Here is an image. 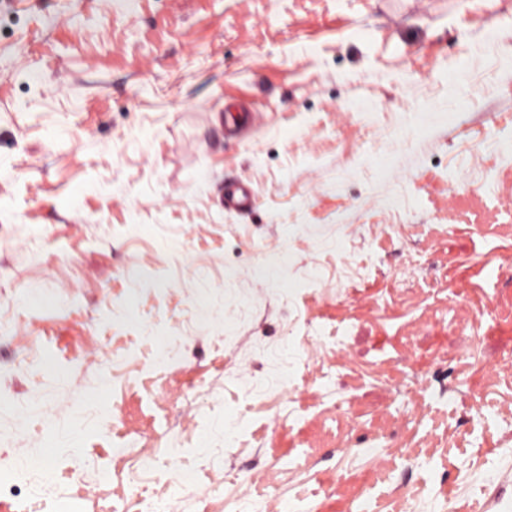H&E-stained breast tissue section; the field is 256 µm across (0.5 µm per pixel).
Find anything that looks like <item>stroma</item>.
Instances as JSON below:
<instances>
[{
    "mask_svg": "<svg viewBox=\"0 0 512 512\" xmlns=\"http://www.w3.org/2000/svg\"><path fill=\"white\" fill-rule=\"evenodd\" d=\"M375 2L0 9L1 506L512 512V11ZM256 207L253 189L243 181L224 182V208L237 213H247ZM32 471H34L30 462L18 460L6 467H0V490L4 484L16 485V483L24 484L31 496L39 495L40 487L33 482Z\"/></svg>",
    "mask_w": 512,
    "mask_h": 512,
    "instance_id": "35a3bbf8",
    "label": "stroma"
}]
</instances>
